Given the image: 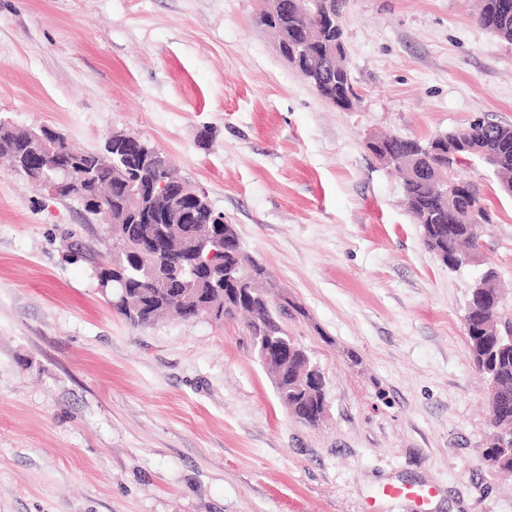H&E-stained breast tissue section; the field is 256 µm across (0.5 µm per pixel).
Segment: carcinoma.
<instances>
[{
  "label": "carcinoma",
  "instance_id": "cac0c4a2",
  "mask_svg": "<svg viewBox=\"0 0 512 512\" xmlns=\"http://www.w3.org/2000/svg\"><path fill=\"white\" fill-rule=\"evenodd\" d=\"M477 21L499 39L512 44V12L500 8V0H480ZM313 18L292 10L273 16L265 7L256 14V23L276 36L298 27L310 30L307 51L300 70L314 69L315 63L329 52H336V32H321L311 28ZM435 139L443 146H454L461 140L469 141V148H459L466 166L474 168L480 161L496 157L500 175L512 179V124L478 120L473 125L453 132L438 134ZM385 150L398 156L396 168L404 171L403 201L415 223L419 224L424 245L448 268L457 270L469 265L472 253L481 245V224H458L448 214L450 202L443 193L444 178H459V170L430 172L428 161L409 150L398 136L382 138ZM24 141L0 134V156L24 152ZM75 175L90 178L77 198L84 211L99 216L97 198L112 195V223L110 233L120 229L122 215L128 207L136 209L142 235L158 232L165 224L172 233V248L181 243L180 225L175 223V212L158 204L150 195V186L158 178H174L170 161L159 158L155 164L134 173L141 184L135 198L120 191L110 190L117 172L109 168L98 152L78 149L75 157ZM201 232L210 227H224V254L222 262L210 272H191L178 266L162 269L158 260L141 247V241L131 238L118 242L125 252L123 274L113 272L117 252L102 257L96 268V278L110 276L103 291L112 295V309L134 326L151 324L159 316L174 311L185 319H192L197 311H215L212 320L222 323L237 315L248 316L246 328L252 349L267 340L286 342L296 351L288 356L286 365H270L278 397L288 406L290 415L301 423L317 425L323 418L326 403V383L307 381L308 353L288 336L283 319L291 313L302 314V309L288 302L285 296L277 300L274 284L263 263L249 256L235 225L217 224L216 214L203 208L197 217ZM497 275L488 269L469 289L465 304L467 323L464 324L469 357L488 384L491 407V443L485 450L488 466L498 472L512 473V308L500 305L490 308L499 296Z\"/></svg>",
  "mask_w": 512,
  "mask_h": 512
}]
</instances>
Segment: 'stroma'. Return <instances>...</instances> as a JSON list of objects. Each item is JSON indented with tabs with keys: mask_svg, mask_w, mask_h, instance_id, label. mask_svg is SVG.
Listing matches in <instances>:
<instances>
[{
	"mask_svg": "<svg viewBox=\"0 0 512 512\" xmlns=\"http://www.w3.org/2000/svg\"><path fill=\"white\" fill-rule=\"evenodd\" d=\"M476 4L346 0L344 111L258 0H0V117L170 158L302 308L327 392L319 426L289 417L243 319L130 325L97 286L105 223L0 165V512H512L463 322L485 267L512 297V197L476 172L492 222L448 270L367 148L512 124V45ZM113 140L114 143L117 144L126 143L133 146L137 155L143 159L144 164L156 159V150L143 139L126 132H120L119 134L112 132L109 134L105 141L103 153V157L109 165H112V151H114V149L112 150Z\"/></svg>",
	"mask_w": 512,
	"mask_h": 512,
	"instance_id": "obj_1",
	"label": "stroma"
}]
</instances>
